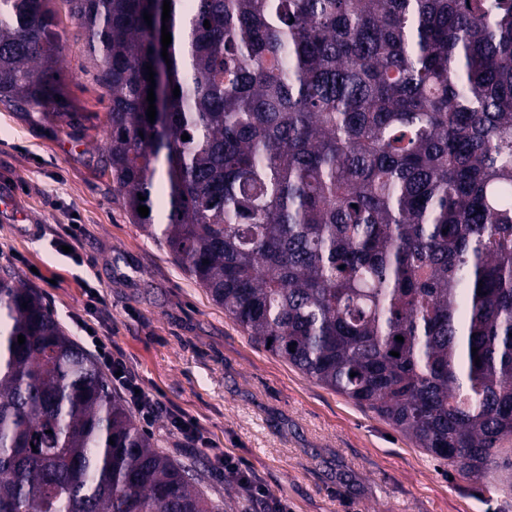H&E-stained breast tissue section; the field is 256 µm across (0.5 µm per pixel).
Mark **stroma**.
<instances>
[{"label":"stroma","instance_id":"1","mask_svg":"<svg viewBox=\"0 0 512 512\" xmlns=\"http://www.w3.org/2000/svg\"><path fill=\"white\" fill-rule=\"evenodd\" d=\"M57 31L71 123L0 106V190L27 216L0 210V266L36 289L77 342L83 321L94 324L141 386L211 444L191 447L162 415L145 427L156 448L196 467L219 512H265L225 480L222 454L243 461L288 512H512V494L433 460L372 410L251 340L131 222L101 170L107 99L88 72L80 29L63 16ZM70 229L71 255L56 246ZM81 275L101 295L92 315Z\"/></svg>","mask_w":512,"mask_h":512}]
</instances>
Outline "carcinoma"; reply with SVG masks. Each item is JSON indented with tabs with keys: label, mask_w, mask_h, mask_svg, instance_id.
I'll use <instances>...</instances> for the list:
<instances>
[{
	"label": "carcinoma",
	"mask_w": 512,
	"mask_h": 512,
	"mask_svg": "<svg viewBox=\"0 0 512 512\" xmlns=\"http://www.w3.org/2000/svg\"><path fill=\"white\" fill-rule=\"evenodd\" d=\"M162 12L163 0H0V104L71 117L55 27L73 19L132 223L251 340L511 493L512 0ZM197 482L1 267L0 512H216Z\"/></svg>",
	"instance_id": "obj_1"
}]
</instances>
